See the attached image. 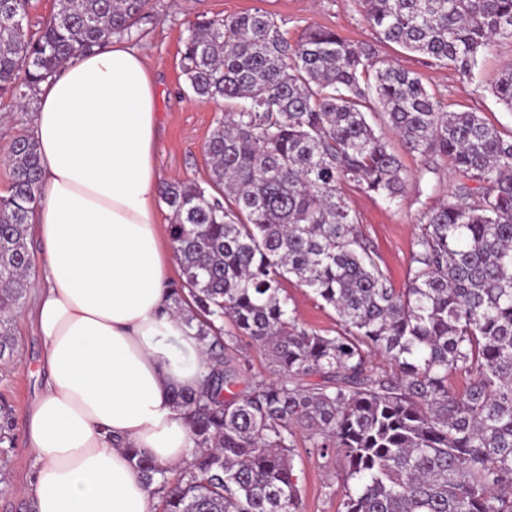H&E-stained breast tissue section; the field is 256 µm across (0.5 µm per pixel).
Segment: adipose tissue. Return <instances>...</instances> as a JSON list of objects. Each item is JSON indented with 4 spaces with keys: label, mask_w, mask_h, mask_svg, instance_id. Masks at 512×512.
<instances>
[{
    "label": "adipose tissue",
    "mask_w": 512,
    "mask_h": 512,
    "mask_svg": "<svg viewBox=\"0 0 512 512\" xmlns=\"http://www.w3.org/2000/svg\"><path fill=\"white\" fill-rule=\"evenodd\" d=\"M42 247L30 319L42 393L23 418L35 512H155L127 453L177 470L194 443L174 404L202 387L205 348L170 298L173 247L156 211L159 116L146 56L104 35L41 83Z\"/></svg>",
    "instance_id": "ef3b65f1"
}]
</instances>
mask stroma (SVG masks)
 Segmentation results:
<instances>
[{"mask_svg": "<svg viewBox=\"0 0 512 512\" xmlns=\"http://www.w3.org/2000/svg\"><path fill=\"white\" fill-rule=\"evenodd\" d=\"M270 13L289 40H296L310 26L336 30L355 45L372 47L380 58L416 72L446 111H475L487 122L512 129V112L507 111L490 91L489 83L501 67L512 62V41L503 39L488 51L474 78L432 64L428 58L380 42L375 29L365 20L358 0H150L147 14L139 24V35L130 44L142 50L151 64L160 118L157 166L162 182L195 180L205 182L209 170L204 146L223 103L194 95L181 73V51L190 25L198 17H225L246 10ZM34 102L18 103L0 97V150L14 139L31 133ZM407 181L403 196L394 203L348 184L343 191L356 213L358 230L388 275L393 288H405L414 240L424 211L448 196L456 175L446 160L424 162L403 154ZM288 306L299 321L316 330L339 326L336 311L323 305L308 288L296 280L284 284ZM31 300H24L9 315L17 344V355L9 365H0V395L13 406L15 420H22L31 402L43 390L38 372L43 345L34 336L29 312ZM14 446L0 453V512H32L23 492L30 473L23 431L14 428ZM295 473L301 488L302 512H342V467L335 457L319 458L305 448L295 450Z\"/></svg>", "mask_w": 512, "mask_h": 512, "instance_id": "obj_1", "label": "stroma"}]
</instances>
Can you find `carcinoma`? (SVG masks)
Listing matches in <instances>:
<instances>
[{"instance_id": "cac0c4a2", "label": "carcinoma", "mask_w": 512, "mask_h": 512, "mask_svg": "<svg viewBox=\"0 0 512 512\" xmlns=\"http://www.w3.org/2000/svg\"><path fill=\"white\" fill-rule=\"evenodd\" d=\"M149 0H57L32 32L29 0H0V94L31 100L104 34L132 37ZM380 39L475 76L512 40V0H361ZM181 70L192 92L225 103L205 145L210 181L167 184L180 267L171 299L207 347L199 391L174 395L194 450L169 470L135 448L160 512H301L295 437L344 462V512H512V130L445 112L408 69L309 27L291 41L258 9L189 28ZM512 110V63L492 81ZM382 112L406 153L448 160L457 182L423 213L406 288L362 245L342 186L394 202L405 168L367 121ZM0 197V312L21 303L32 259L25 232L40 166L35 141L6 149ZM296 282L341 328L300 324L282 295ZM266 351L273 379L251 382L238 355ZM0 319V360L14 354ZM378 354L391 370L371 364ZM464 373L461 390L448 385ZM0 401V447L13 445Z\"/></svg>"}]
</instances>
